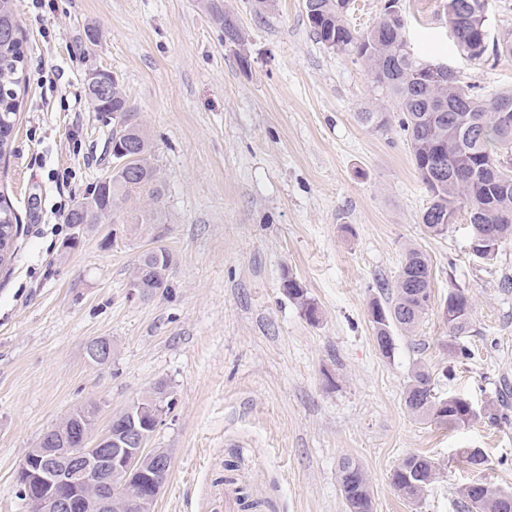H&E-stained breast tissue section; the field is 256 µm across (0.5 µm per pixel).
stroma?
Masks as SVG:
<instances>
[{"instance_id": "1", "label": "stroma", "mask_w": 512, "mask_h": 512, "mask_svg": "<svg viewBox=\"0 0 512 512\" xmlns=\"http://www.w3.org/2000/svg\"><path fill=\"white\" fill-rule=\"evenodd\" d=\"M18 0L26 85L0 193L19 219L0 269V512H20L16 473L41 434L79 404L99 425L157 382L176 405L152 447L172 465L155 512H224V463L237 460L256 512H346L338 463L356 460L375 512H464L481 449L494 486L512 488V239L493 260L470 252L458 214L446 233L420 220L429 194L398 121L364 126L384 101L363 65L312 33L303 0H222L246 34L224 43L210 0ZM408 39L487 97L512 88V56L469 60L448 37L443 0H400ZM97 30L90 41L89 30ZM250 66L241 69L239 54ZM116 76L154 143L161 200L151 234L130 224L61 223L107 173L110 131L86 76ZM75 248H68V241ZM173 256L169 287L128 294L142 251ZM431 265V306L382 354L369 314L386 300L408 248ZM302 282L310 320L282 290ZM472 299L466 360L450 354L445 300ZM112 341L91 364L87 342ZM439 395L496 407V423L445 427L414 418L403 392L415 366ZM441 467L417 503L390 485L401 460ZM88 360L96 365H107L112 359V344L105 337L90 340L86 345Z\"/></svg>"}]
</instances>
